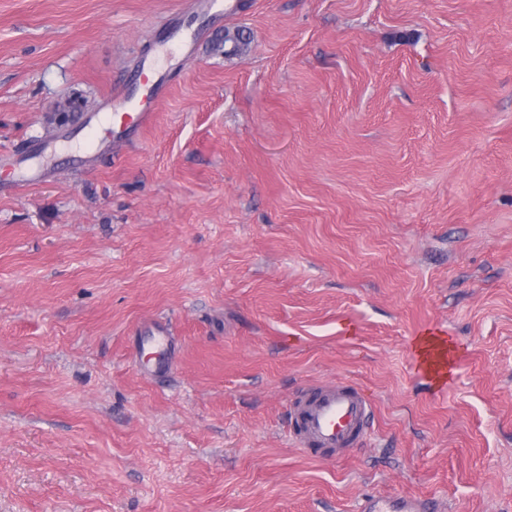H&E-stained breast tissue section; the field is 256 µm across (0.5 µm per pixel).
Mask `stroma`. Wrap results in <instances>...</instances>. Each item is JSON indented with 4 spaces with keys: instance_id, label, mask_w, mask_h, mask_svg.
I'll return each instance as SVG.
<instances>
[{
    "instance_id": "35a3bbf8",
    "label": "stroma",
    "mask_w": 512,
    "mask_h": 512,
    "mask_svg": "<svg viewBox=\"0 0 512 512\" xmlns=\"http://www.w3.org/2000/svg\"><path fill=\"white\" fill-rule=\"evenodd\" d=\"M190 2L0 0L1 162L203 32L139 135L0 191V512H512V0ZM336 380L375 418L331 462L284 422ZM234 0H195L194 7L200 14H205L217 21L224 20V14L231 13ZM177 37L172 39L173 42L168 44L162 51L164 57H169L174 54L178 55L181 59L191 57L196 50L197 44L200 39V33L191 28H178L176 30ZM148 348L152 354L157 355V364L155 368L149 369L146 373L153 375L168 367V336L169 333L164 328H157L148 334ZM446 504L414 495H397L393 497H372L363 501L362 512H429L446 511Z\"/></svg>"
}]
</instances>
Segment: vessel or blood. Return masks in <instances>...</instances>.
Returning <instances> with one entry per match:
<instances>
[{
  "instance_id": "vessel-or-blood-1",
  "label": "vessel or blood",
  "mask_w": 512,
  "mask_h": 512,
  "mask_svg": "<svg viewBox=\"0 0 512 512\" xmlns=\"http://www.w3.org/2000/svg\"><path fill=\"white\" fill-rule=\"evenodd\" d=\"M194 7L198 13L220 21L231 13L233 0H195ZM199 39V33L191 28L178 29L176 38L164 48L163 54L189 58ZM161 85L158 79L145 84L129 82L124 90L113 95V111L130 112L136 128L147 127L153 120L152 102ZM168 336L163 328L149 335L148 348L156 354V368L160 371L168 366ZM374 413L372 401L360 388L345 382L325 383L303 390L289 401L285 433L293 446L304 453L336 459L365 442ZM438 508V503L429 499L397 495L366 499L361 512H437Z\"/></svg>"
}]
</instances>
